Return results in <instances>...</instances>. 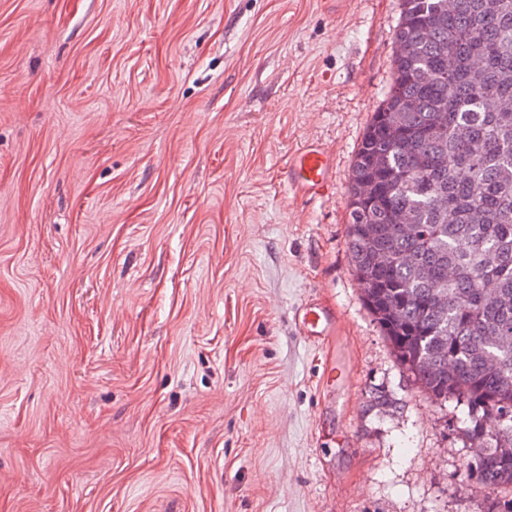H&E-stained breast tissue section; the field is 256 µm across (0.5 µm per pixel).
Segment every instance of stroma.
<instances>
[{
  "label": "stroma",
  "mask_w": 512,
  "mask_h": 512,
  "mask_svg": "<svg viewBox=\"0 0 512 512\" xmlns=\"http://www.w3.org/2000/svg\"><path fill=\"white\" fill-rule=\"evenodd\" d=\"M398 16L0 0V512H487L466 406L398 363L346 247ZM308 142L318 198L284 184ZM332 166L330 155L319 145H303L288 164V187L303 197H317L328 190ZM295 321L300 333L307 338L336 339V359L329 368V375H333L336 363L344 356L342 324L339 315L326 305L307 302L297 311Z\"/></svg>",
  "instance_id": "1"
}]
</instances>
